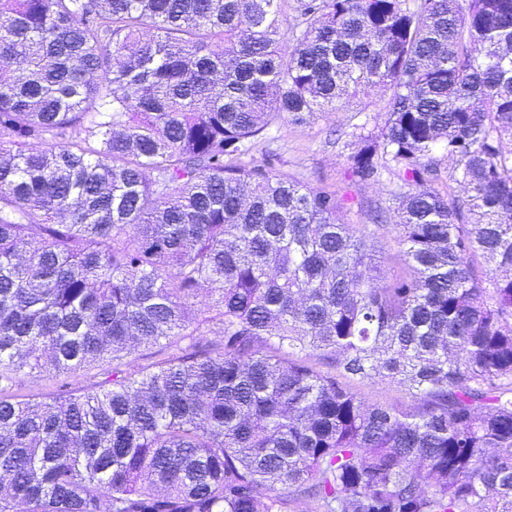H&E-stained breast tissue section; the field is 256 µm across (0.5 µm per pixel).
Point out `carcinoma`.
Listing matches in <instances>:
<instances>
[{"mask_svg":"<svg viewBox=\"0 0 512 512\" xmlns=\"http://www.w3.org/2000/svg\"><path fill=\"white\" fill-rule=\"evenodd\" d=\"M374 87L388 282L336 195L242 162ZM287 500L512 512V0H0V512ZM98 367L91 365L80 372L82 376L66 377H51L45 374L33 373L30 375L22 376L19 380L16 392L25 398L41 400L45 397H52L58 393L60 386L64 383H69L68 389H87L95 384L100 379ZM353 386L360 397L369 405L379 404L405 409L414 404L405 388L396 383L388 381H355Z\"/></svg>","mask_w":512,"mask_h":512,"instance_id":"1","label":"carcinoma"}]
</instances>
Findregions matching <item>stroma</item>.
Segmentation results:
<instances>
[{
  "mask_svg": "<svg viewBox=\"0 0 512 512\" xmlns=\"http://www.w3.org/2000/svg\"><path fill=\"white\" fill-rule=\"evenodd\" d=\"M387 100L386 94L374 90L340 111L317 115L302 123L282 121L254 145L247 161L336 194L344 204L340 213L343 222L369 225L367 242L384 276L390 279L405 270L397 243V217L388 213L386 222L381 224L373 223L372 217L376 208L387 206L394 178L384 172L375 180L361 182L351 173L352 157L360 148L351 133L354 127L363 124L371 130L379 129ZM99 378L100 371L95 366L66 380L33 373L20 378L16 392L40 400L57 394L61 385H69L73 390L86 389Z\"/></svg>",
  "mask_w": 512,
  "mask_h": 512,
  "instance_id": "35a3bbf8",
  "label": "stroma"
}]
</instances>
